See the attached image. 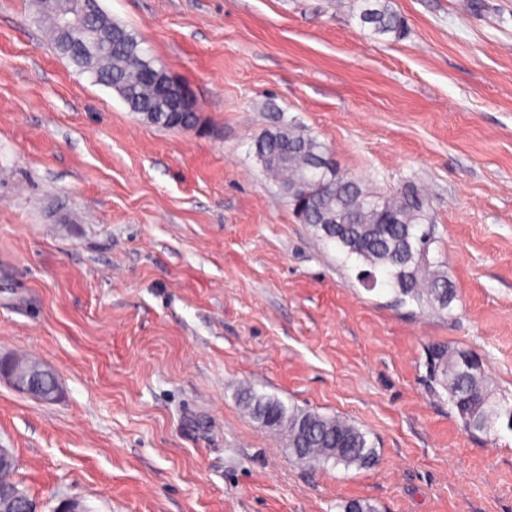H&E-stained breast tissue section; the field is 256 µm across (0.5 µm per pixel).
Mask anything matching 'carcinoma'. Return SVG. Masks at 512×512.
Returning <instances> with one entry per match:
<instances>
[{
	"instance_id": "carcinoma-1",
	"label": "carcinoma",
	"mask_w": 512,
	"mask_h": 512,
	"mask_svg": "<svg viewBox=\"0 0 512 512\" xmlns=\"http://www.w3.org/2000/svg\"><path fill=\"white\" fill-rule=\"evenodd\" d=\"M65 8L73 13L93 12L90 37L102 46L101 53L88 57L73 52L61 23ZM42 10L55 52L94 82L115 90L129 111L165 129L187 130L198 125L196 99L187 101L182 112L168 111L167 88L174 84L164 86L156 81L154 71L163 67L135 33L109 18L98 0H47ZM360 18L373 25L377 35H391L396 40L407 35L403 17L385 5L363 10ZM255 154L266 174L288 195L300 220L362 266L359 277L370 278L374 286L380 282L390 286L401 304L412 302L438 313L450 307L454 291L448 270L443 263L429 259L433 243L429 202L419 190L412 187L383 195L338 171L330 179L313 165L315 157L328 155L324 144L288 127L258 138ZM470 357L467 352L436 345L429 348L427 368L430 382L448 393L464 426L477 430V421L502 404L491 399L484 372L469 364ZM241 403L253 418L285 429L292 455L307 465L331 461L346 469H361L376 459L366 433L339 416L287 408L250 390L242 393Z\"/></svg>"
}]
</instances>
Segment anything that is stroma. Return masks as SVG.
Returning a JSON list of instances; mask_svg holds the SVG:
<instances>
[{
    "instance_id": "obj_1",
    "label": "stroma",
    "mask_w": 512,
    "mask_h": 512,
    "mask_svg": "<svg viewBox=\"0 0 512 512\" xmlns=\"http://www.w3.org/2000/svg\"><path fill=\"white\" fill-rule=\"evenodd\" d=\"M100 0L185 82L163 129L53 51L36 0H0V448L39 512H512V431L467 430L426 354L476 355L512 405V0ZM293 126L381 193L429 198L455 298L435 314L358 282L254 152ZM251 390L345 417L377 457L299 463ZM360 18L363 23L372 24L373 33L377 35H392L395 40H400L408 32L403 17L385 5L379 9H364ZM46 369H38L35 366H27L19 358L9 356L0 359V376L19 392L36 397L40 387V377Z\"/></svg>"
}]
</instances>
